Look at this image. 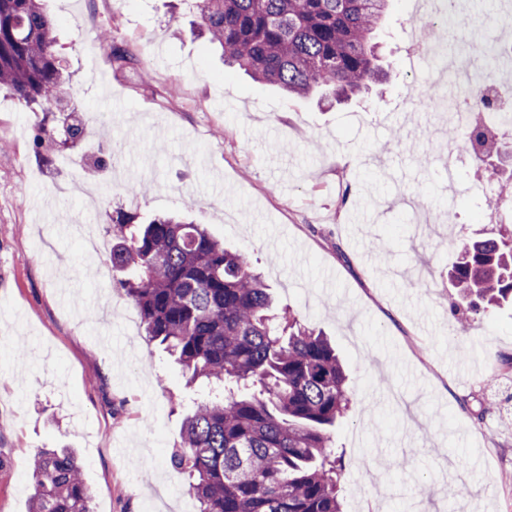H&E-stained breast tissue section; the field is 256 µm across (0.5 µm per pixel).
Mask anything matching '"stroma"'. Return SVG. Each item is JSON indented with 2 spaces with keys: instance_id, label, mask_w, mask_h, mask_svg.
<instances>
[{
  "instance_id": "35a3bbf8",
  "label": "stroma",
  "mask_w": 512,
  "mask_h": 512,
  "mask_svg": "<svg viewBox=\"0 0 512 512\" xmlns=\"http://www.w3.org/2000/svg\"><path fill=\"white\" fill-rule=\"evenodd\" d=\"M72 74L67 113L0 85V512H29L30 463L75 449L94 512H192L169 464L183 416L163 360L105 255L75 229L180 213L247 252L280 306L323 331L356 389L334 432L343 512H512V306L459 333L448 269L482 221L504 157L448 172V115L409 73L411 0L378 36L390 82L347 102L291 98L192 34L193 0H43ZM473 0L453 44L499 31ZM134 56L111 67L101 35ZM81 122L34 148L39 124ZM115 152L98 176H80ZM147 190L130 197V184Z\"/></svg>"
}]
</instances>
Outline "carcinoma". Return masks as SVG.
I'll list each match as a JSON object with an SVG mask.
<instances>
[{"label":"carcinoma","instance_id":"cac0c4a2","mask_svg":"<svg viewBox=\"0 0 512 512\" xmlns=\"http://www.w3.org/2000/svg\"><path fill=\"white\" fill-rule=\"evenodd\" d=\"M197 25L224 62L296 97L320 90L336 101L387 80L371 35L389 0H194ZM55 27L41 0H0V84L51 112L67 95ZM133 60L112 44L110 63ZM465 137L481 155L503 143L480 124ZM112 268L147 336L206 397L183 421L171 466L184 473L199 512H342V456L330 428L352 400L346 369L320 331L277 312L247 254L201 224L173 217L147 224L112 217ZM448 277L467 299L460 330L512 302V234L463 244ZM31 512H92L82 463L70 448L31 461Z\"/></svg>","mask_w":512,"mask_h":512}]
</instances>
